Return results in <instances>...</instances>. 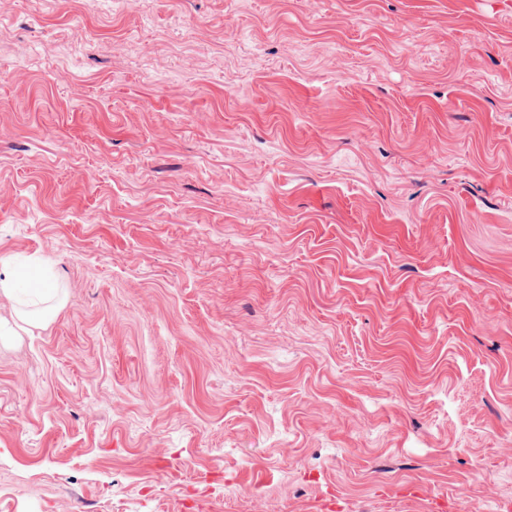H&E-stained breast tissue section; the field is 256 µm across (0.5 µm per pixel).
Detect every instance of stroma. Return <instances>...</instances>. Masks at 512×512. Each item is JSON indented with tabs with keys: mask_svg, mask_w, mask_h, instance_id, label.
Returning <instances> with one entry per match:
<instances>
[{
	"mask_svg": "<svg viewBox=\"0 0 512 512\" xmlns=\"http://www.w3.org/2000/svg\"><path fill=\"white\" fill-rule=\"evenodd\" d=\"M7 254L0 512H512V0H12ZM29 267L31 269L27 272V278L33 296L54 298L56 296V288L53 283L41 274L38 264L33 263Z\"/></svg>",
	"mask_w": 512,
	"mask_h": 512,
	"instance_id": "1",
	"label": "stroma"
}]
</instances>
